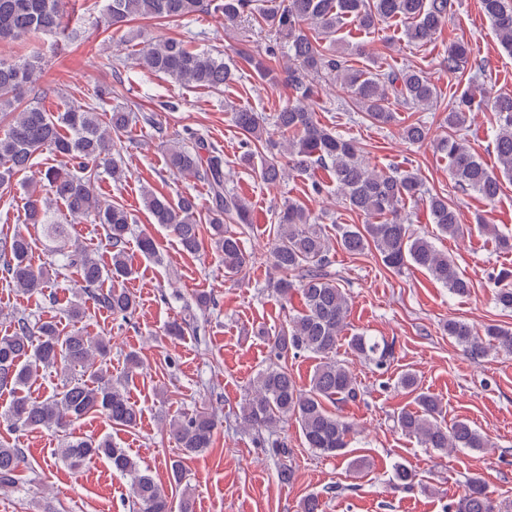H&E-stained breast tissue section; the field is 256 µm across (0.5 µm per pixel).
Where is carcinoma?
Listing matches in <instances>:
<instances>
[{
    "mask_svg": "<svg viewBox=\"0 0 512 512\" xmlns=\"http://www.w3.org/2000/svg\"><path fill=\"white\" fill-rule=\"evenodd\" d=\"M481 7L492 21L500 44L512 54V0H481ZM450 8L451 0H287L278 9L267 8L257 0H109L104 24L121 30L137 18L174 21L210 9L221 13L226 24L246 16L274 31L288 47V63L283 69L276 72L268 65L276 55L274 45L243 54L244 62L261 78L281 84L291 93L288 104L272 115V123L287 145L286 160L261 157L260 179L275 185L290 171H327L346 208L373 218L366 224L340 226L338 245L352 254L372 247L385 267L395 271L408 266L423 268L451 294L465 297L470 294L471 280L430 238L415 235L402 215L406 201L423 196L419 175L412 170L386 173L369 166L355 141L322 125L311 109L321 82L346 89L355 106L380 126L396 122V113L387 106L391 96L408 110L437 105V89L423 71L413 66L375 72L355 69L349 64V56L364 54V47L344 45L336 35L348 19L366 31L390 20L408 19V42L425 46L434 41ZM65 30L61 0H0V41L62 35ZM470 55L467 43L449 44L448 72L458 73ZM135 60L144 70L163 74L180 85L218 90L236 78L235 70L220 54L194 50L172 38L143 42ZM41 65L38 51L23 62L0 59V118H9L7 129L0 134V187H10L15 174L31 168L37 153L47 151L59 158L58 165L41 173L44 189L27 191L23 223L56 244V253L63 258L62 268L76 269L82 288L68 310L70 318L82 317L88 299L116 317H127L136 310L137 300L120 282L132 274L124 245L134 219L124 205L102 201L95 192V182L101 168L114 181L125 178L123 169L112 160V152L117 150L115 137L132 122L139 107L118 106L103 114L89 106L48 112L40 105L46 96L38 84ZM478 105L471 94L451 102L441 123L448 133L438 137L435 145L448 158L455 187L472 190L492 204L501 192V178L512 181V95L493 97L499 121L495 169L488 168L459 135L466 114ZM232 121L248 139L275 146L266 139V121L258 112L238 108L232 112ZM402 135L410 142L421 143L429 139V128L413 122L402 128ZM166 165L173 172L192 174L207 183L210 246L223 255L225 276L232 278L246 271L254 264L255 254L245 249L241 233L227 224L248 223L250 203L226 188L220 150L202 140L193 147L173 146L166 152ZM58 202L71 216H92L102 225L112 245L110 264L72 242L70 225L55 223L51 212ZM144 204L153 223L169 228L184 251L196 253L201 249L203 225L193 196L186 194L172 200L148 191ZM426 206L437 235L465 237L466 226L460 223L448 198L430 194ZM139 248L145 257L160 261L153 237L140 236ZM31 249V236L22 232L0 238V258L10 282L24 294H41L49 280L44 271L30 263ZM329 251L330 242L317 229L306 205L296 200L288 202L279 217L270 253L280 277L270 280L268 287L285 298L298 289L303 309L273 335L278 362L258 371L242 404L244 427L268 433L258 442L275 459L278 477L284 484L294 477L291 450L278 435L284 423H298L306 446L326 457L345 455L354 433V425L338 408L357 399L359 384L349 366L336 359L347 327L349 301L329 271ZM496 303L501 310L512 312L509 271L499 275ZM10 327L0 336V389L11 391L13 396L0 417L10 429L65 433L89 414L104 416L114 427L137 425L140 413L126 389V380L141 367L137 354L126 355L122 380L112 376V344L107 336L66 332L55 320L40 318L33 322L24 313L15 316ZM445 331L473 360L484 358L491 347L512 355V328L489 325L481 334L470 323L452 319ZM348 346L355 355L379 366L390 356L385 340L362 333L350 336ZM291 353H310L319 358L307 388L300 387L288 367L280 363ZM53 371L65 379L62 386L41 401L30 400L25 390L31 382L41 373ZM397 386L413 395L414 407L397 414L396 426L424 447L444 452L450 448L483 451L491 447L488 435L469 421L447 422L441 400L419 388L414 374H402ZM216 427L215 415L206 409L169 421V433L180 449V455L169 460L174 485L185 478L186 460L210 447ZM60 456L74 469L89 458L103 457L113 471L129 478L139 512H173L172 495L149 472L141 470L109 435L68 440ZM24 464L21 449L0 443V488L16 487ZM415 479L414 469L403 463L395 466L394 481L398 485L410 488ZM449 512H502V507L482 479L471 476L464 493L449 505Z\"/></svg>",
    "mask_w": 512,
    "mask_h": 512,
    "instance_id": "cac0c4a2",
    "label": "carcinoma"
}]
</instances>
